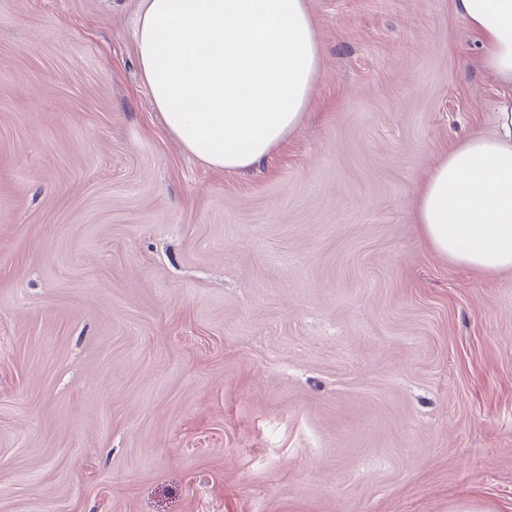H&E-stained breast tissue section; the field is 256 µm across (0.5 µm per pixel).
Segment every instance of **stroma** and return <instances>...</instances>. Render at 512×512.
Here are the masks:
<instances>
[{
  "label": "stroma",
  "instance_id": "stroma-1",
  "mask_svg": "<svg viewBox=\"0 0 512 512\" xmlns=\"http://www.w3.org/2000/svg\"><path fill=\"white\" fill-rule=\"evenodd\" d=\"M307 4L304 120L230 173L141 0H0V512H512V269L414 222L503 90L454 0Z\"/></svg>",
  "mask_w": 512,
  "mask_h": 512
}]
</instances>
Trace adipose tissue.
I'll list each match as a JSON object with an SVG mask.
<instances>
[{
    "instance_id": "obj_1",
    "label": "adipose tissue",
    "mask_w": 512,
    "mask_h": 512,
    "mask_svg": "<svg viewBox=\"0 0 512 512\" xmlns=\"http://www.w3.org/2000/svg\"><path fill=\"white\" fill-rule=\"evenodd\" d=\"M506 92L493 135L466 138L428 174L414 218L452 261L512 269V0H455ZM141 74L167 130L203 164L265 161L300 125L320 68L306 0H142Z\"/></svg>"
}]
</instances>
